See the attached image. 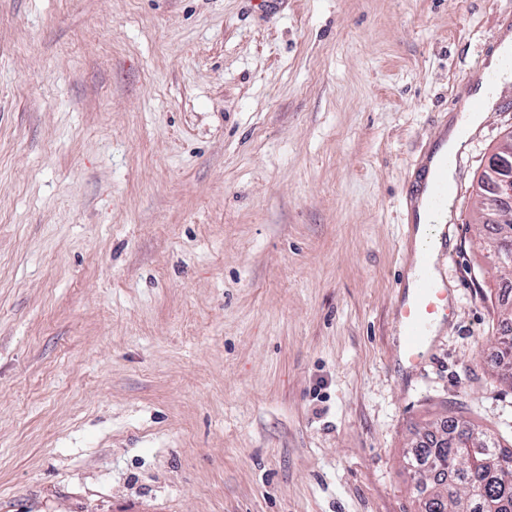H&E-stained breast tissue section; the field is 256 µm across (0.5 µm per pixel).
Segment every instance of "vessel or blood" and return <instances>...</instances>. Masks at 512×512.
<instances>
[{"mask_svg":"<svg viewBox=\"0 0 512 512\" xmlns=\"http://www.w3.org/2000/svg\"><path fill=\"white\" fill-rule=\"evenodd\" d=\"M426 197L410 194L406 206L418 211L420 204H428L433 219L431 231H438L439 218L448 209V201L454 194L453 185L448 182L447 165H439L427 171L424 179ZM454 314V297L447 281L439 277L434 263H425L411 291L405 292L395 308L399 327V357L407 364L420 363L431 345L430 330L435 322L445 321Z\"/></svg>","mask_w":512,"mask_h":512,"instance_id":"b4317fda","label":"vessel or blood"}]
</instances>
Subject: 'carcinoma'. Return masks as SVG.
Returning <instances> with one entry per match:
<instances>
[{
    "label": "carcinoma",
    "instance_id": "obj_1",
    "mask_svg": "<svg viewBox=\"0 0 512 512\" xmlns=\"http://www.w3.org/2000/svg\"><path fill=\"white\" fill-rule=\"evenodd\" d=\"M494 231L487 258L508 251L512 220L483 224ZM495 361L499 377L512 386V332L498 337ZM469 448L484 449L471 459ZM406 463L416 480L419 512H512V445L462 418L450 417L418 434L407 451Z\"/></svg>",
    "mask_w": 512,
    "mask_h": 512
}]
</instances>
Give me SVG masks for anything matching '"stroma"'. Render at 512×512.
<instances>
[{
	"mask_svg": "<svg viewBox=\"0 0 512 512\" xmlns=\"http://www.w3.org/2000/svg\"><path fill=\"white\" fill-rule=\"evenodd\" d=\"M512 0H0V512H416L404 450L512 436L470 135L398 360L405 192ZM424 260L417 248L413 265L408 272L404 296L397 301L395 308L396 322L399 327V357L409 365L420 363L427 355L431 338L430 330L435 321L446 322L454 315L453 293L448 291V283L438 276L437 267L430 260L421 270L413 288L418 266ZM409 288H412L409 292Z\"/></svg>",
	"mask_w": 512,
	"mask_h": 512,
	"instance_id": "35a3bbf8",
	"label": "stroma"
}]
</instances>
